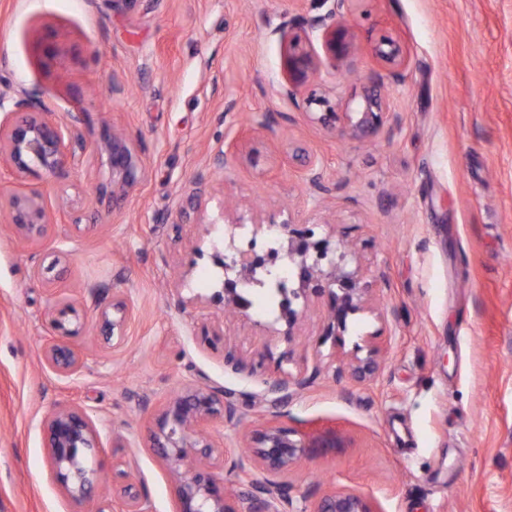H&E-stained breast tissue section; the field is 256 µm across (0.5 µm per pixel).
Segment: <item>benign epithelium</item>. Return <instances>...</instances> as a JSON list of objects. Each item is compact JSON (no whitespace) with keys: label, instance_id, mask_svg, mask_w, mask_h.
I'll return each instance as SVG.
<instances>
[{"label":"benign epithelium","instance_id":"benign-epithelium-1","mask_svg":"<svg viewBox=\"0 0 512 512\" xmlns=\"http://www.w3.org/2000/svg\"><path fill=\"white\" fill-rule=\"evenodd\" d=\"M329 2L328 10L313 22L315 36L295 35L286 26L280 29L286 55L282 92L293 102L311 76L324 66L338 70L354 51L347 24L352 0ZM316 40L321 45L320 53L314 47ZM386 45L387 50L377 46L375 55L392 65L388 76L401 82L405 60L393 42ZM2 111L16 114L12 121L0 123V159L10 165L17 177L9 198L10 223L27 240L39 242L54 225V214L47 205L44 189L26 183L25 178L36 170L54 176L81 160L87 149L81 132L82 113L69 112L65 119L57 120L27 98H17L8 104L0 97ZM388 117L376 94L365 96L354 112L343 113L355 137L376 132ZM97 149L107 154L112 168V194L125 193L137 179L141 159L127 140L115 133L104 134ZM354 258L355 253L343 239L320 237L312 227L297 230L292 222L286 221L276 226L271 242L261 253L253 242L245 249L233 244L224 247L219 258L224 281L215 297L223 306L245 315L251 307V291L270 289L277 299V320L286 325L283 339L289 343L304 315L308 297L325 295L331 308L321 339L324 344L336 340V332H345L348 316L364 310L373 300V288L361 282L359 269L352 266ZM281 261L296 270V279L286 281L280 277ZM131 316L127 299L114 295L112 304L100 309V328L120 340ZM76 319V309L61 301L49 320L53 339L46 346L45 362L49 369L64 377L77 374L84 366L82 356L69 341L80 334L81 325ZM382 354L381 346L370 342L365 356H352L338 372H347L358 384L367 383L379 371ZM304 385L306 380L288 375L273 381L267 389L272 396L271 404L281 405L289 400L291 387ZM219 419L232 425L242 421L231 393L223 388L193 385L163 405L150 433L151 447L176 474L178 512H240L238 499L255 503V512H298L292 496L294 486L285 480L292 466L311 448H343L348 442L340 431L306 433L277 421L269 422L250 436L252 459L263 477H253L239 462L231 464L243 471L242 482L251 487V491L234 499L211 472L216 465V445L207 436V429ZM45 426L52 478L71 501L81 502L96 480L94 470L87 466L88 452L99 447L96 426L77 405L52 411ZM312 512L380 510L374 501L360 494L335 490L323 496Z\"/></svg>","mask_w":512,"mask_h":512}]
</instances>
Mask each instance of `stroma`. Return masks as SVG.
Returning <instances> with one entry per match:
<instances>
[{"label":"stroma","mask_w":512,"mask_h":512,"mask_svg":"<svg viewBox=\"0 0 512 512\" xmlns=\"http://www.w3.org/2000/svg\"><path fill=\"white\" fill-rule=\"evenodd\" d=\"M322 12L321 0H0V94L28 93L60 120L83 112L88 145L79 166L27 177L64 206L42 242L0 214V512H120L129 486L147 512H176L149 434L191 385L232 394L241 424L210 435L228 461L213 474L237 492L243 434L272 419L266 389L286 370L308 384L282 423L351 437L294 465L308 512L334 490L380 512H512V0H353L355 54L302 88L328 102L307 110L280 93L278 29L306 35ZM386 39L406 61L397 84L374 53ZM375 84L390 112L375 135L320 123ZM106 129L143 161L118 197L94 149ZM287 220L354 241L377 289L342 346L317 343L324 296L289 345L266 291L245 317L209 302L225 240L261 244ZM116 292L133 309L118 342L98 310ZM60 301L84 324L72 377L44 360ZM368 339L387 352L357 384L338 369ZM71 403L102 443L87 458L97 488L78 504L51 477L43 432Z\"/></svg>","instance_id":"obj_1"}]
</instances>
